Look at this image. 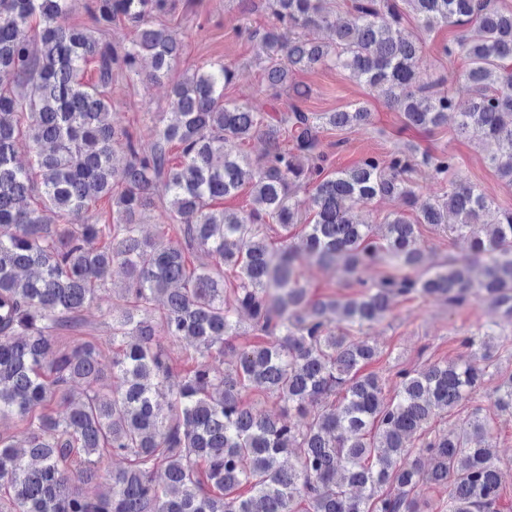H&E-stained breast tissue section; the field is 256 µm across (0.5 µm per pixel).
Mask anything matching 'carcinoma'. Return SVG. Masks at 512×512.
<instances>
[{"label": "carcinoma", "instance_id": "1", "mask_svg": "<svg viewBox=\"0 0 512 512\" xmlns=\"http://www.w3.org/2000/svg\"><path fill=\"white\" fill-rule=\"evenodd\" d=\"M327 2L267 0L274 23L250 31L265 91H289L284 113L268 120L224 98L235 69L203 64L174 83L169 119L145 149L118 126L108 87L115 64L154 82L177 67L184 40L157 22L170 0H92L93 29L66 22L68 0H0V421L23 425L19 440L0 432V512H424V485L448 487L446 512H498L504 480L485 420L475 414L413 445L483 384L493 335L463 339L484 368L401 370L388 399L384 380L362 372L376 347L338 325L378 323L396 296L463 305L475 291L512 317V210L484 224L491 201L453 182L408 219L414 149L326 173L322 132L367 125L371 113L310 112L293 76L342 68L411 129L454 114L456 135L483 140L512 188V9L500 0H346L338 21ZM408 15L423 31L476 29V39L439 49L465 62L456 91L421 80L417 36H393ZM120 25L135 37L119 52L102 37ZM93 61L98 79L89 82ZM460 93L469 98L462 111ZM252 139L265 143L258 161L239 149ZM20 143L31 153L26 167ZM421 158L441 180L457 165L446 152ZM300 181L312 189L309 221L292 191ZM245 188L248 210L216 208ZM377 198L399 210L373 225L361 213ZM103 199L112 203L107 223L79 220ZM158 200L170 223L146 238L137 216ZM269 223L285 231L275 249ZM302 223L303 235L286 234ZM420 224L447 229L466 258L426 266ZM304 256L341 263L348 277L376 262L394 272L356 297L312 303L300 283ZM114 270L126 283L109 307L106 373L98 344L65 346L60 332L101 303ZM243 312L262 342L237 345ZM181 339L190 367L173 383L165 341ZM228 356L215 374L212 362ZM250 394L278 400L288 417L255 413ZM494 404L512 410V376ZM113 456L127 466L107 495L91 499L72 485V472L89 479Z\"/></svg>", "mask_w": 512, "mask_h": 512}]
</instances>
